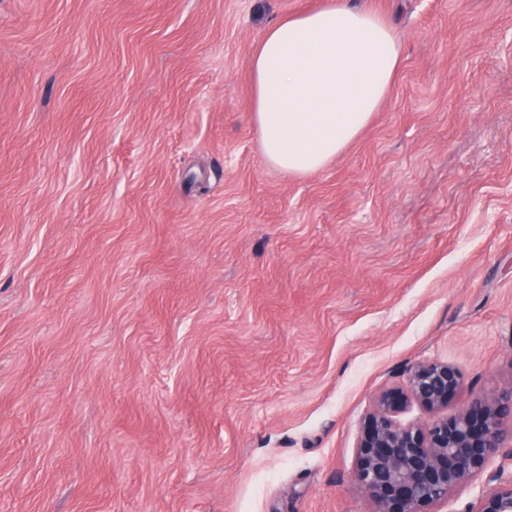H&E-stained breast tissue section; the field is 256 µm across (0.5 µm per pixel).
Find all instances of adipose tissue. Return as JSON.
<instances>
[{
  "mask_svg": "<svg viewBox=\"0 0 512 512\" xmlns=\"http://www.w3.org/2000/svg\"><path fill=\"white\" fill-rule=\"evenodd\" d=\"M398 64L391 29L342 0L270 24L251 61L267 163L295 175L324 168L379 110Z\"/></svg>",
  "mask_w": 512,
  "mask_h": 512,
  "instance_id": "adipose-tissue-1",
  "label": "adipose tissue"
}]
</instances>
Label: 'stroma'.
I'll use <instances>...</instances> for the list:
<instances>
[{
	"mask_svg": "<svg viewBox=\"0 0 512 512\" xmlns=\"http://www.w3.org/2000/svg\"><path fill=\"white\" fill-rule=\"evenodd\" d=\"M327 0H0V512H374L416 363L512 390V0H350L401 62L322 170L250 64Z\"/></svg>",
	"mask_w": 512,
	"mask_h": 512,
	"instance_id": "stroma-1",
	"label": "stroma"
}]
</instances>
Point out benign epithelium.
<instances>
[{
	"label": "benign epithelium",
	"instance_id": "1",
	"mask_svg": "<svg viewBox=\"0 0 512 512\" xmlns=\"http://www.w3.org/2000/svg\"><path fill=\"white\" fill-rule=\"evenodd\" d=\"M461 388L458 369L426 361L408 369L406 384L384 388L363 423L354 479L376 506L374 512H427L448 491L486 471L501 455L503 419L512 416V393L475 396L451 419L439 415ZM415 402L432 413L422 425L396 416ZM504 465L491 476L475 512H512V477Z\"/></svg>",
	"mask_w": 512,
	"mask_h": 512
}]
</instances>
